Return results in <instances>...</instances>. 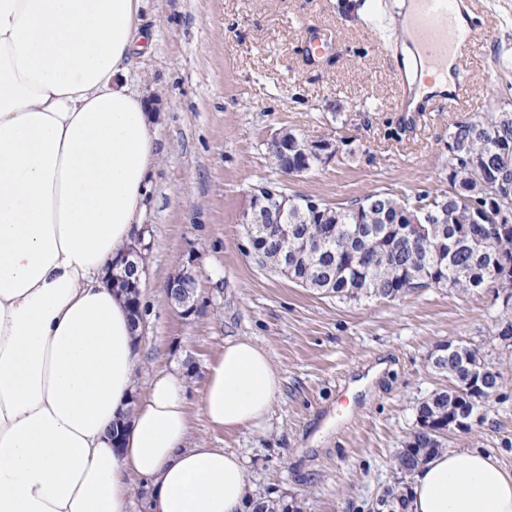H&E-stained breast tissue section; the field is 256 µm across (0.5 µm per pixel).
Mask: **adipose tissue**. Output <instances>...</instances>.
Listing matches in <instances>:
<instances>
[{"instance_id": "obj_1", "label": "adipose tissue", "mask_w": 512, "mask_h": 512, "mask_svg": "<svg viewBox=\"0 0 512 512\" xmlns=\"http://www.w3.org/2000/svg\"><path fill=\"white\" fill-rule=\"evenodd\" d=\"M147 0H0V512H243L236 453L188 444L186 372L136 393L137 330L110 284L157 164L128 80ZM282 389L253 339L205 375L215 428L262 429ZM126 420L120 439L112 427ZM407 512H512V471L446 449L413 477Z\"/></svg>"}]
</instances>
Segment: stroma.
<instances>
[{
  "instance_id": "1",
  "label": "stroma",
  "mask_w": 512,
  "mask_h": 512,
  "mask_svg": "<svg viewBox=\"0 0 512 512\" xmlns=\"http://www.w3.org/2000/svg\"><path fill=\"white\" fill-rule=\"evenodd\" d=\"M399 0H149L140 29L148 54L129 80L148 101L161 151L141 222L151 241L137 388L175 363L187 376L190 446L244 463L253 496L296 497L303 512H370L398 475L396 453L416 409L447 389L430 355L449 342L478 347L504 386L480 404L450 448H475L512 470V321L495 284L423 288L396 299L339 300L261 268L241 224L252 189L277 182L330 206L373 192L416 201L448 189L454 123L512 112V0H475L486 29L462 62L475 87L457 110L428 104L406 132L393 68ZM331 32L306 57L303 23ZM288 130L342 140L330 162L299 176L274 169L269 146ZM196 278L194 313L163 290L182 268ZM249 337L269 354L282 390L258 432L213 428L198 403L206 365L225 340ZM382 373L360 385L367 366Z\"/></svg>"
}]
</instances>
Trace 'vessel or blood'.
<instances>
[{"instance_id": "obj_1", "label": "vessel or blood", "mask_w": 512, "mask_h": 512, "mask_svg": "<svg viewBox=\"0 0 512 512\" xmlns=\"http://www.w3.org/2000/svg\"><path fill=\"white\" fill-rule=\"evenodd\" d=\"M399 27L404 53L394 73L401 124L410 132L421 122L423 102L435 100L454 109L470 97L461 59L481 28L470 15L468 0H407ZM437 82L446 85V92L430 93Z\"/></svg>"}]
</instances>
